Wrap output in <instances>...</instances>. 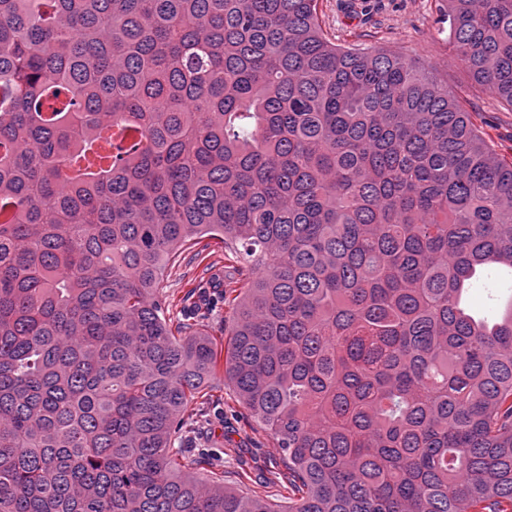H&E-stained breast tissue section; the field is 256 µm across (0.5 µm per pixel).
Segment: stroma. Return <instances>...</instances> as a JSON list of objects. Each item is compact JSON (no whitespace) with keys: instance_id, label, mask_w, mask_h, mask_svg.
<instances>
[{"instance_id":"35a3bbf8","label":"stroma","mask_w":512,"mask_h":512,"mask_svg":"<svg viewBox=\"0 0 512 512\" xmlns=\"http://www.w3.org/2000/svg\"><path fill=\"white\" fill-rule=\"evenodd\" d=\"M325 35L357 49L383 48L406 57L433 75L471 113L496 152L512 158V108L476 85L448 36L445 0H318ZM250 266L221 240L188 242L167 261L161 297L173 324L206 332L224 343L233 312L224 304V285L247 287ZM512 299V272L483 273L471 293L473 308L495 318ZM183 429L195 448L224 451V482L271 501L279 500L280 453L272 433L238 403L223 375L203 397L188 405Z\"/></svg>"}]
</instances>
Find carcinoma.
Here are the masks:
<instances>
[{
  "mask_svg": "<svg viewBox=\"0 0 512 512\" xmlns=\"http://www.w3.org/2000/svg\"><path fill=\"white\" fill-rule=\"evenodd\" d=\"M446 2L512 107V0ZM203 236L253 273L222 358L158 297ZM488 266L512 160L317 0H0V512H512V315L460 306ZM220 366L279 503L197 474Z\"/></svg>",
  "mask_w": 512,
  "mask_h": 512,
  "instance_id": "obj_1",
  "label": "carcinoma"
}]
</instances>
